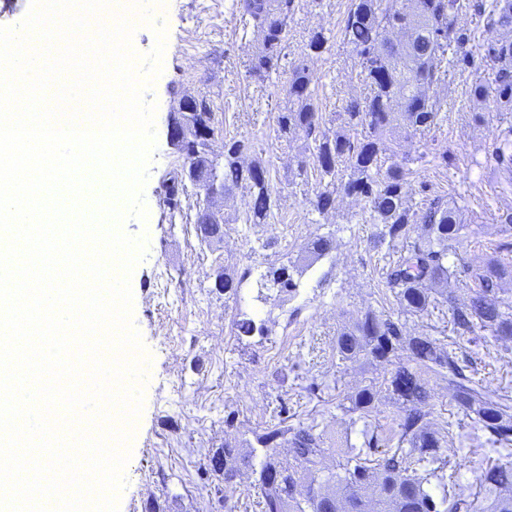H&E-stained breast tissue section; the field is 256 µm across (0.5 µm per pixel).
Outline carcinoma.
I'll return each mask as SVG.
<instances>
[{"label": "carcinoma", "mask_w": 512, "mask_h": 512, "mask_svg": "<svg viewBox=\"0 0 512 512\" xmlns=\"http://www.w3.org/2000/svg\"><path fill=\"white\" fill-rule=\"evenodd\" d=\"M472 7L484 18L486 28L501 37L484 45L482 60L491 77L475 79L467 89L473 104H493L498 112H512V0H351L343 19L341 36L355 54L367 94L364 102L350 103L341 114V130L322 128L312 102L311 78L306 64L289 71L285 84L288 108L278 116V137L301 136L309 155L298 160V175L313 166L319 172V188L310 200L319 214L331 210L336 192L368 199L370 220L378 225V237L403 248L386 271V284L405 314H420L448 306V323L458 337L487 331L499 339H512V296H504L503 284L512 283V263L492 260L473 270L461 258L456 245L468 235L469 225L457 223L455 214L439 198L418 207L410 203L408 176L415 159L405 156L379 174L378 153L383 140L396 127L420 131L435 124L443 99L433 92L447 84L448 69L476 68L468 49L471 35L459 27L463 10ZM244 28L252 30L260 47L249 72L260 78L281 68L288 20L294 0H251L236 3ZM410 33V41L397 44L394 30ZM323 30L311 33L306 56L326 49ZM250 141L224 143V191L245 189L250 201L243 221L267 224L278 199L273 193L269 169L260 161L247 160ZM488 162L512 191V123L498 129ZM183 164L205 173L212 160L205 145L189 148ZM185 183L176 175L164 183L162 204L169 213L183 210ZM424 234L413 239L415 225ZM333 249L332 238L319 236L307 245L309 257L320 259ZM287 267L270 269L260 286L290 292L296 287ZM451 277L474 282L469 297L459 301L438 288ZM398 352L408 354L410 364L395 367L384 378L386 391L399 408L396 427L387 448L374 459L370 453L377 435L363 424V446L348 448L336 465L324 470L327 449L323 436L311 427L290 428L280 423L256 435L260 448L243 451L232 436L216 449L205 469L234 481L241 471L254 476L261 490L262 512H469L470 504L448 494L445 470L450 459L444 437L432 428L430 390L420 371L448 381L453 400L471 419L474 438L488 433V441L512 445V406L493 399L470 383L455 354L440 339L412 335L400 318L366 312L336 336V354L343 362L367 359L385 362ZM338 408L364 420L375 408L374 385L360 389ZM287 446L286 454L279 448ZM477 480L492 498L489 512H512V466L472 461Z\"/></svg>", "instance_id": "1"}]
</instances>
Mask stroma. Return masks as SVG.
Instances as JSON below:
<instances>
[{
  "label": "stroma",
  "instance_id": "stroma-1",
  "mask_svg": "<svg viewBox=\"0 0 512 512\" xmlns=\"http://www.w3.org/2000/svg\"><path fill=\"white\" fill-rule=\"evenodd\" d=\"M234 0H141L155 23L166 29L162 72L151 88L157 104L156 146L143 196L147 221L127 219L123 229L148 236L143 259L134 268L133 323L144 343V407L133 424L131 456L118 512H260L250 474L233 483L205 472L209 455L226 435L243 444L257 433L287 420L324 435L333 452L360 443L356 427L340 405L377 382L371 427L388 428L397 413L381 381L392 365L336 358L338 330L366 311L395 313L399 305L384 279L387 242L377 236L364 199L341 196L327 215L313 211L314 184L298 176L302 138L277 136V117L288 104L286 73L306 63L314 103L326 127L335 129L350 101L363 99L356 57L343 43L339 27L348 0H296L284 42L282 71L258 80L249 62L258 40L245 30ZM324 29L327 50L303 58L312 31ZM476 71H449L440 91L445 105L434 126L412 134L397 130L384 143L386 163L414 157L413 203L440 197L460 223L471 225L459 247L464 261L478 267L498 247L512 242V229L500 211L512 208V193L501 192V178L486 164L500 115L469 102L466 90ZM186 94L209 99L215 112L214 149L225 140L248 138L256 158L270 168L278 209L268 224H246L249 198L236 190L224 203V239L205 244L186 216H170L160 202L162 185L180 169L182 159L168 140L170 115ZM317 236L332 237L334 248L312 260L304 251ZM288 267L296 284L290 294L260 293L257 280L270 266ZM240 280L237 294L218 291L217 273ZM253 318L256 331L245 335L237 323ZM413 334L444 339L449 351L471 360L473 380L483 389L512 397V340L483 332L455 336L446 313L429 310L406 318ZM430 410L436 424L451 423L446 473L456 492L486 512L485 492L470 464L473 455L512 465V449L472 441V423L458 410L448 385L430 377ZM233 424H225L227 414Z\"/></svg>",
  "mask_w": 512,
  "mask_h": 512
}]
</instances>
